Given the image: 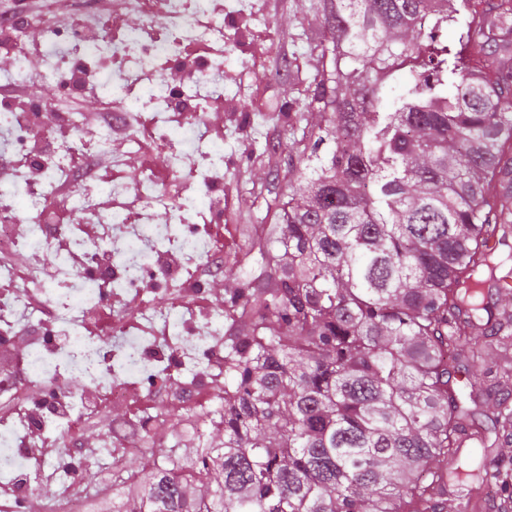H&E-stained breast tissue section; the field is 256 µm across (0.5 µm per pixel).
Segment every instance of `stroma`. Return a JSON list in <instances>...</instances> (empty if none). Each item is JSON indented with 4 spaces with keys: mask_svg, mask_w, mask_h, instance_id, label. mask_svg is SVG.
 <instances>
[{
    "mask_svg": "<svg viewBox=\"0 0 512 512\" xmlns=\"http://www.w3.org/2000/svg\"><path fill=\"white\" fill-rule=\"evenodd\" d=\"M322 0H225L237 15L225 29L224 125L225 253L244 250L242 227H269L280 218L272 202L287 198L298 175V136L288 130V115L309 103L315 79L332 69L321 54ZM156 423L143 448L125 454V472L142 476L147 457L189 446L179 403L159 402Z\"/></svg>",
    "mask_w": 512,
    "mask_h": 512,
    "instance_id": "stroma-1",
    "label": "stroma"
}]
</instances>
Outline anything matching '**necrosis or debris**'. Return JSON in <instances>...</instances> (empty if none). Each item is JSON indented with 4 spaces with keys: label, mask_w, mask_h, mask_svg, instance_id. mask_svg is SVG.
Returning a JSON list of instances; mask_svg holds the SVG:
<instances>
[{
    "label": "necrosis or debris",
    "mask_w": 512,
    "mask_h": 512,
    "mask_svg": "<svg viewBox=\"0 0 512 512\" xmlns=\"http://www.w3.org/2000/svg\"><path fill=\"white\" fill-rule=\"evenodd\" d=\"M129 14L139 23L121 35L105 34L98 21H85L70 31L62 30L47 16L40 17L39 34L47 52L39 69H32L24 51H17L9 67L0 69V88L47 81L86 96L97 97L108 120L96 129L77 133L75 140L53 138L49 149L32 153L29 167L12 171L22 180L29 203L18 209L12 196L0 192V235L8 234L18 251L52 254L51 265H32L24 278L13 266L0 261V355L12 352L14 367H25L38 354L47 368L38 376L60 382L72 372L100 373L98 383L81 393L57 389L54 402L34 407L19 400L12 367L0 368V397L12 406L0 413V435L10 438L15 460L6 479L16 485L18 499H25L33 485L56 483V498L47 512H69L70 491L81 485L82 456L62 446L46 467L44 458L29 459L24 448L59 433L74 436L82 421L95 417L104 403L123 399L135 386L151 382L163 394L169 378L185 380L184 399L205 388L221 351L210 346L212 337L224 333V310L214 308L198 316L194 306L157 305L153 290L181 286L185 277L202 265L214 275L224 273L214 260L216 250L208 234L210 209L206 198L223 194L224 184L215 174L224 164V146L211 135L202 116L210 104L224 96V17L213 0H124ZM208 45L210 55L202 63L199 80L181 76L180 61L187 44ZM169 69L177 94L159 90L155 80L160 66ZM149 114L154 141L169 153L172 169L183 156L178 133H187L196 149V161L181 180L177 195L159 190L150 170H143L135 184L119 179L90 178L88 168L108 153L116 125H124L130 143H138L135 119ZM66 194H59V187ZM110 196L115 207H100L101 196ZM65 207L76 216L73 224H57L53 214ZM162 212L171 233L150 229L154 212ZM96 225L95 237H87L84 224ZM146 259L155 286L141 287L130 265V250ZM80 256L92 269L96 286L88 298L72 290L79 273L72 264ZM42 294L44 305L30 302ZM136 307L127 318L124 299ZM112 307V326L105 336H88L85 321L94 309ZM54 320L43 341L32 349L14 346L17 334L45 315Z\"/></svg>",
    "instance_id": "obj_1"
}]
</instances>
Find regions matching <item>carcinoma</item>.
Returning a JSON list of instances; mask_svg holds the SVG:
<instances>
[{"label":"carcinoma","instance_id":"1","mask_svg":"<svg viewBox=\"0 0 512 512\" xmlns=\"http://www.w3.org/2000/svg\"><path fill=\"white\" fill-rule=\"evenodd\" d=\"M322 0L333 70L261 272L225 268L215 426L171 448L112 512H480L512 411L485 427L452 368L490 393L512 366V0ZM454 29L448 40V29ZM408 70L399 94L387 81Z\"/></svg>","mask_w":512,"mask_h":512}]
</instances>
